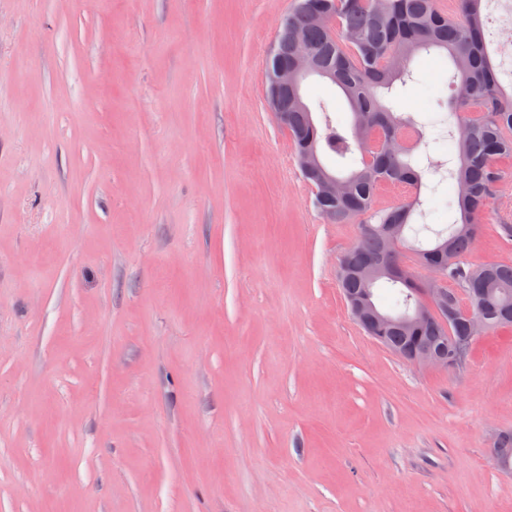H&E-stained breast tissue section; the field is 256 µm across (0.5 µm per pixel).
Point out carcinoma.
Returning <instances> with one entry per match:
<instances>
[{"label": "carcinoma", "instance_id": "1", "mask_svg": "<svg viewBox=\"0 0 512 512\" xmlns=\"http://www.w3.org/2000/svg\"><path fill=\"white\" fill-rule=\"evenodd\" d=\"M307 11H292L288 24L304 35L307 45L320 52L331 81L343 91L353 113L350 130L328 119L325 104H319L322 124L313 113L288 105L285 125L294 141L296 154L312 149L317 155L326 151L339 159L360 151L361 166L346 175H336L343 188L336 198L329 197L316 207L341 224L355 216L371 213L375 232L361 246L345 254L354 273L340 279L344 293L357 295L373 289L356 270L366 258L378 253L383 239L377 229L384 224L409 227L410 206L375 208V193L382 183L412 185L419 172L410 160L411 149L399 153L372 142L391 130H401L406 121L383 105L377 91L390 89L397 80L409 75L408 62L418 53L431 49L447 51L455 69L459 97L480 108L463 113L448 105L440 123L448 125V135L455 145L457 163L447 169L453 190L448 207L459 212V221L433 231L448 243L454 262L448 265V281L479 291L483 303L479 315L486 331L512 327V264L498 263L466 267L460 257L467 253L481 231L494 186L502 179L501 163L512 159V95L499 93L496 69L485 49L486 19L482 0H458V16L450 18L436 7L435 0H302ZM384 281L397 289L395 309L408 311L414 299L411 289L415 280L386 277ZM466 319L460 318L443 327L427 322L419 332L390 329L382 345L412 352L424 346L447 348L450 358L465 363L472 344ZM495 459L512 462V434L498 438Z\"/></svg>", "mask_w": 512, "mask_h": 512}]
</instances>
